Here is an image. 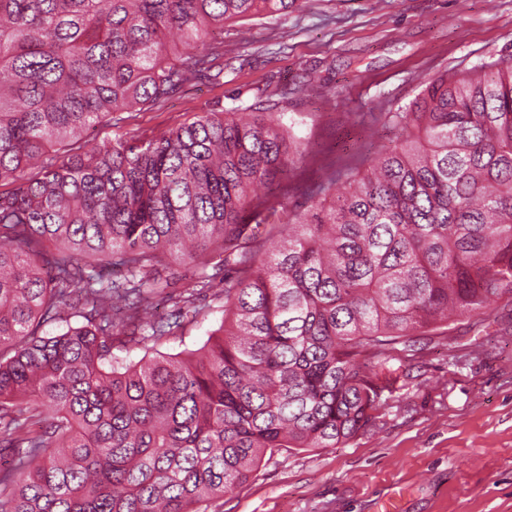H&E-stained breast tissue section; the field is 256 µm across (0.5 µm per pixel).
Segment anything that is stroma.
Masks as SVG:
<instances>
[{
  "mask_svg": "<svg viewBox=\"0 0 512 512\" xmlns=\"http://www.w3.org/2000/svg\"><path fill=\"white\" fill-rule=\"evenodd\" d=\"M223 78L197 81L164 107L125 113L85 144L146 141L207 112L229 113L288 88L283 117L309 144L279 191L286 212L311 204L322 169L371 156L402 132L404 110L439 72L512 59V0H302L288 15L224 25ZM160 351L200 347L220 301ZM462 321L427 346L386 394L375 427L335 448L265 457L217 512H512V306Z\"/></svg>",
  "mask_w": 512,
  "mask_h": 512,
  "instance_id": "stroma-1",
  "label": "stroma"
}]
</instances>
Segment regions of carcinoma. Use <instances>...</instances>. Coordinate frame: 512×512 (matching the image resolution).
Instances as JSON below:
<instances>
[{"mask_svg":"<svg viewBox=\"0 0 512 512\" xmlns=\"http://www.w3.org/2000/svg\"><path fill=\"white\" fill-rule=\"evenodd\" d=\"M297 2L0 0V512H212L266 454L375 425L390 361L512 301L509 61L437 75L385 115L398 144L286 222L273 185L308 150L286 88L76 146L224 70L226 21ZM221 269L199 348L112 354L178 335Z\"/></svg>","mask_w":512,"mask_h":512,"instance_id":"cac0c4a2","label":"carcinoma"}]
</instances>
